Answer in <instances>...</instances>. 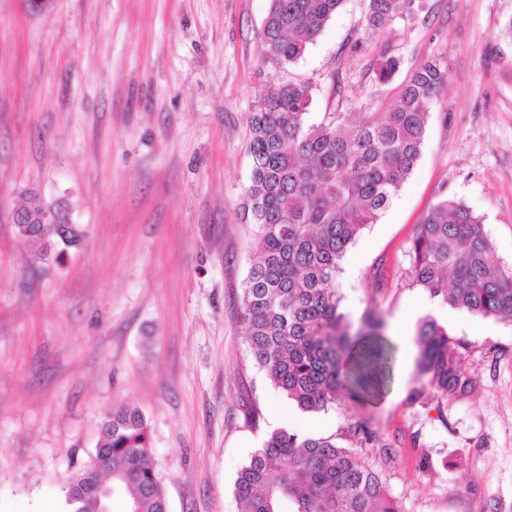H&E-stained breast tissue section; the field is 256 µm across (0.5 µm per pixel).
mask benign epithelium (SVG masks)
<instances>
[{"instance_id":"obj_1","label":"benign epithelium","mask_w":512,"mask_h":512,"mask_svg":"<svg viewBox=\"0 0 512 512\" xmlns=\"http://www.w3.org/2000/svg\"><path fill=\"white\" fill-rule=\"evenodd\" d=\"M13 224L22 242L26 243L37 237L43 242L47 253L56 246L67 243L70 235L76 232V225L70 223L63 210H49L34 197L23 200L16 207Z\"/></svg>"}]
</instances>
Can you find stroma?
Wrapping results in <instances>:
<instances>
[{"mask_svg":"<svg viewBox=\"0 0 512 512\" xmlns=\"http://www.w3.org/2000/svg\"><path fill=\"white\" fill-rule=\"evenodd\" d=\"M269 0H0V512H67L66 490L113 411L139 408L170 512H240L234 481L288 412L249 367L238 305L260 246L245 188L250 122L270 82L312 88L310 121L383 111L428 60L448 73L422 154L351 244L341 309L387 338L407 307L446 325L470 396L441 397L396 344L391 390L324 412L366 422L360 461L402 512H512V323L413 286L409 247L444 199L479 217L512 269V0H415L378 31L343 0L298 61L264 54ZM394 59L388 81L379 67ZM85 231L33 263L24 194ZM257 399L258 425L244 393Z\"/></svg>","mask_w":512,"mask_h":512,"instance_id":"35a3bbf8","label":"stroma"}]
</instances>
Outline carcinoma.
<instances>
[{"mask_svg": "<svg viewBox=\"0 0 512 512\" xmlns=\"http://www.w3.org/2000/svg\"><path fill=\"white\" fill-rule=\"evenodd\" d=\"M342 0H270L263 24L266 56L292 63L322 33ZM413 0H369L366 25L383 28ZM446 69L429 61L406 79L395 103L349 125L342 112L308 123L306 83H275L255 104L246 189L260 249L239 299L253 365L272 388L307 414L343 396L382 387L392 355L385 320L367 311L356 332L340 311L337 277L348 247L376 222L413 173L430 110L445 92ZM414 285L474 314L512 322V271L500 265L478 218L460 202L442 200L424 216L409 249ZM419 371L450 399L474 379L461 366L448 330L434 318L417 326ZM112 456V494L127 495L126 512H168L164 484L150 459L144 415L126 407L102 426ZM362 423L330 435L272 431L239 470L234 493L243 512H400L382 476L362 465ZM78 468L67 490L70 512H101Z\"/></svg>", "mask_w": 512, "mask_h": 512, "instance_id": "carcinoma-1", "label": "carcinoma"}]
</instances>
